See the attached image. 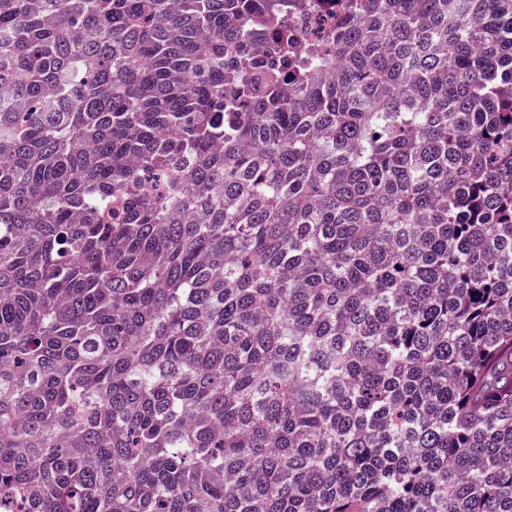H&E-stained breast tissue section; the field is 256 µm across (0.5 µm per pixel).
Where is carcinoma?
<instances>
[{"instance_id": "cac0c4a2", "label": "carcinoma", "mask_w": 512, "mask_h": 512, "mask_svg": "<svg viewBox=\"0 0 512 512\" xmlns=\"http://www.w3.org/2000/svg\"><path fill=\"white\" fill-rule=\"evenodd\" d=\"M0 0V512H512V0Z\"/></svg>"}]
</instances>
